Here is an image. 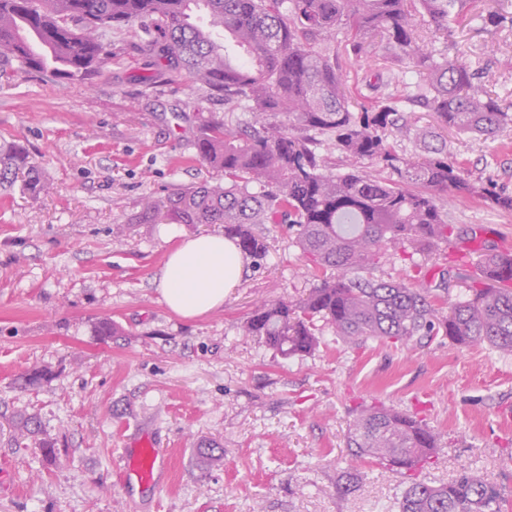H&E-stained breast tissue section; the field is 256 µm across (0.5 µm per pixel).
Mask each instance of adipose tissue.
I'll return each mask as SVG.
<instances>
[{
    "instance_id": "1",
    "label": "adipose tissue",
    "mask_w": 512,
    "mask_h": 512,
    "mask_svg": "<svg viewBox=\"0 0 512 512\" xmlns=\"http://www.w3.org/2000/svg\"><path fill=\"white\" fill-rule=\"evenodd\" d=\"M243 270V255L232 240L220 233L194 235L168 252L158 288L173 312L195 318L222 307Z\"/></svg>"
}]
</instances>
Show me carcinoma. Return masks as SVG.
<instances>
[{"label":"carcinoma","instance_id":"1","mask_svg":"<svg viewBox=\"0 0 512 512\" xmlns=\"http://www.w3.org/2000/svg\"><path fill=\"white\" fill-rule=\"evenodd\" d=\"M471 0H0V72L19 70L82 83L112 55L106 33L125 31L164 70L179 71L235 109L261 119L232 130L210 115L194 142L225 184L200 183L149 197L136 224H222L224 236L257 260L268 252L256 224L296 228L304 257L327 272L307 297L260 303L243 325L288 358L320 344L316 322L352 346L369 340L403 345L442 331L452 342H486L512 353V255L482 254L471 298L443 315L420 280L368 276L389 243L430 254L451 241L441 195L476 198L512 211V195L470 182L448 157L447 133L487 138L512 125V101L490 86L488 72L438 58L420 34L424 21L448 33V17L467 15ZM482 28L512 26V12L492 8ZM342 30L357 58L395 61L422 72L425 84L400 100L381 93L354 111L355 91L327 44ZM432 114L420 124L416 112ZM420 147L399 153L388 139ZM345 171L327 169L321 148ZM379 165V178L365 163ZM47 194L40 165L16 145H0V187ZM40 433L29 417L15 422L21 445ZM440 434L407 413L363 409L348 437L355 461L372 460L412 476L433 463ZM502 499L477 472L432 485L413 480L399 512H502Z\"/></svg>","mask_w":512,"mask_h":512}]
</instances>
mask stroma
Instances as JSON below:
<instances>
[{"label": "stroma", "instance_id": "35a3bbf8", "mask_svg": "<svg viewBox=\"0 0 512 512\" xmlns=\"http://www.w3.org/2000/svg\"><path fill=\"white\" fill-rule=\"evenodd\" d=\"M473 0L447 36L421 33L438 54L490 68L512 92V28L495 35ZM230 127L251 113L224 103L185 74L161 70L122 32L91 82L63 85L17 73L0 78V144L25 148L52 190L0 191V416H36L53 439L0 435V512H398L408 480L368 460L352 463L348 430L382 405L423 419L441 435L417 480L447 483L479 471L512 512V354L422 336L406 347H354L328 324L309 355L282 357L243 325L257 303L307 296L317 282L285 224H261L269 243L246 264L222 308L188 320L170 311L157 279L182 238L220 224H137L146 196L224 175L199 157L202 116ZM464 178L512 194V127L484 138L449 134ZM451 244L423 259L422 281L439 308L466 300L476 257L512 253V212L470 198L444 203ZM111 320L112 335L100 333ZM47 370L48 383L21 376ZM148 439L170 456L160 486L123 484L124 448ZM216 443L220 462L196 450ZM355 489L339 493L348 470Z\"/></svg>", "mask_w": 512, "mask_h": 512}]
</instances>
